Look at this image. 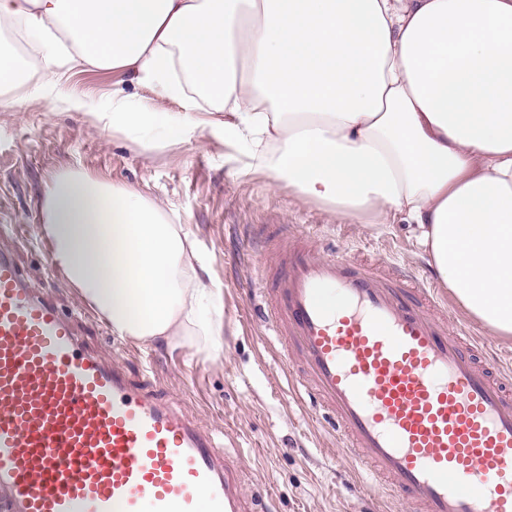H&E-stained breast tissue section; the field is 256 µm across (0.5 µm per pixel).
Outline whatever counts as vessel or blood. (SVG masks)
<instances>
[{"label": "vessel or blood", "mask_w": 512, "mask_h": 512, "mask_svg": "<svg viewBox=\"0 0 512 512\" xmlns=\"http://www.w3.org/2000/svg\"><path fill=\"white\" fill-rule=\"evenodd\" d=\"M277 263L264 317L378 503L512 512V370L484 340L428 289L310 236ZM0 512H252L212 433L87 352L1 248Z\"/></svg>", "instance_id": "b4317fda"}]
</instances>
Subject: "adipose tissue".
I'll list each match as a JSON object with an SVG mask.
<instances>
[{"instance_id": "adipose-tissue-1", "label": "adipose tissue", "mask_w": 512, "mask_h": 512, "mask_svg": "<svg viewBox=\"0 0 512 512\" xmlns=\"http://www.w3.org/2000/svg\"><path fill=\"white\" fill-rule=\"evenodd\" d=\"M49 54L134 78L183 109L164 147L198 125L208 90L225 140L276 184L349 217L404 215L440 282L476 322L512 336V0H0ZM0 50V111L53 96ZM143 150L162 115L113 93L65 97ZM40 237L84 305L121 340L220 353L219 289L184 225L78 167L50 175Z\"/></svg>"}]
</instances>
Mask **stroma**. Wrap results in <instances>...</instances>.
Here are the masks:
<instances>
[{
    "label": "stroma",
    "mask_w": 512,
    "mask_h": 512,
    "mask_svg": "<svg viewBox=\"0 0 512 512\" xmlns=\"http://www.w3.org/2000/svg\"><path fill=\"white\" fill-rule=\"evenodd\" d=\"M0 43L23 52L29 74L54 76L60 96L103 107L118 87L135 102L150 95L108 72L53 70L37 46L19 43L13 23L0 24ZM199 117L188 142L143 152L49 99L0 112V226L24 229L6 245L16 250L22 274L75 318L86 348L119 361L133 381L215 435L226 456L246 468L245 495L262 499L266 512H376L374 498L361 492L363 474L341 453L326 417L294 390L279 357L283 344L257 312L265 233H311L331 252L347 249L376 265L390 257L435 289L438 277L403 217L366 224L299 199L273 185L239 146L213 137L207 112ZM70 166L163 203L186 225L221 290L220 354L118 341L81 305L37 232L43 185Z\"/></svg>",
    "instance_id": "1"
}]
</instances>
